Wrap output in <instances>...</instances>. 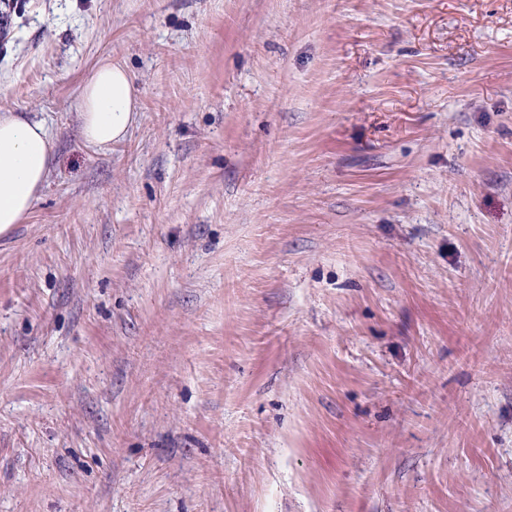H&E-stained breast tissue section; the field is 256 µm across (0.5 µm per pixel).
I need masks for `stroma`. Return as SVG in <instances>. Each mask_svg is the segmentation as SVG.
<instances>
[{
  "label": "stroma",
  "instance_id": "1",
  "mask_svg": "<svg viewBox=\"0 0 512 512\" xmlns=\"http://www.w3.org/2000/svg\"><path fill=\"white\" fill-rule=\"evenodd\" d=\"M2 13L0 512H512V0ZM81 135L105 148L126 139L139 117L138 91L129 72L105 63L97 66L79 99ZM0 113V235L23 224L47 183L54 140L43 121Z\"/></svg>",
  "mask_w": 512,
  "mask_h": 512
}]
</instances>
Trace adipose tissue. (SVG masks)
Here are the masks:
<instances>
[{"label":"adipose tissue","mask_w":512,"mask_h":512,"mask_svg":"<svg viewBox=\"0 0 512 512\" xmlns=\"http://www.w3.org/2000/svg\"><path fill=\"white\" fill-rule=\"evenodd\" d=\"M79 115L87 143L105 148L124 141L139 117L129 72L110 63L97 66L81 92ZM53 151L43 121L21 112L0 113V235L29 216L47 183Z\"/></svg>","instance_id":"1"}]
</instances>
